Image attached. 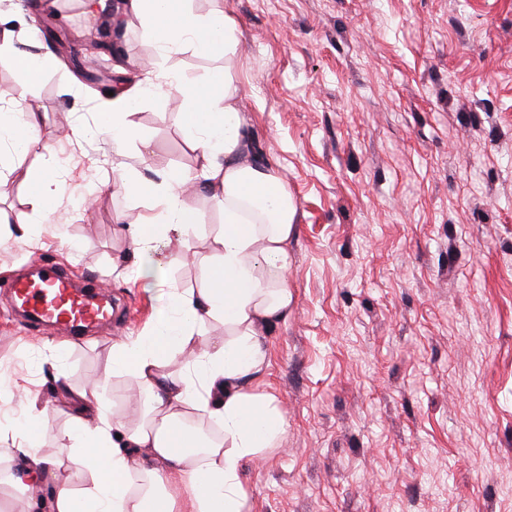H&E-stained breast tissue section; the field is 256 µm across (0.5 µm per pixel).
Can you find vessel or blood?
Masks as SVG:
<instances>
[{
  "mask_svg": "<svg viewBox=\"0 0 512 512\" xmlns=\"http://www.w3.org/2000/svg\"><path fill=\"white\" fill-rule=\"evenodd\" d=\"M35 274V279H17L12 283L16 306L32 320L54 322L69 329L76 325L88 328L111 320L107 302L89 298L55 265L36 263Z\"/></svg>",
  "mask_w": 512,
  "mask_h": 512,
  "instance_id": "1",
  "label": "vessel or blood"
}]
</instances>
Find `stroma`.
<instances>
[{
    "mask_svg": "<svg viewBox=\"0 0 512 512\" xmlns=\"http://www.w3.org/2000/svg\"><path fill=\"white\" fill-rule=\"evenodd\" d=\"M72 38L35 94L46 107L39 155L0 144V430L41 410L45 454L66 456L57 388L109 383L96 400L130 413L137 391L112 371V348L159 321L169 286L195 287L224 221L207 198L187 259L134 277L120 222L148 215L112 189L102 110L84 73L133 83L144 64L186 82L222 53L159 58L139 21L110 28L115 63L90 50L98 25L80 0H24ZM237 22L238 107L254 147L297 205L292 309L262 338L255 393L287 423L248 460L247 512H512V0H223ZM155 178L199 154L181 103L156 90L139 104ZM84 128L66 139V126ZM54 173V209L33 218L29 180ZM27 223L28 236L15 229ZM43 259L107 288L127 319L61 344L15 313L9 284Z\"/></svg>",
    "mask_w": 512,
    "mask_h": 512,
    "instance_id": "1",
    "label": "stroma"
}]
</instances>
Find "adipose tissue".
<instances>
[{
  "label": "adipose tissue",
  "instance_id": "obj_1",
  "mask_svg": "<svg viewBox=\"0 0 512 512\" xmlns=\"http://www.w3.org/2000/svg\"><path fill=\"white\" fill-rule=\"evenodd\" d=\"M0 18V56H12L25 81L0 113V140L15 153H40L35 132L45 107L31 89L54 69L50 54L18 51L36 41L22 21ZM140 19L160 55L223 51V68L201 83H186L151 67L137 84L100 113L98 130L118 156L115 190L150 201L152 215L126 225L138 258V277L159 265H176L180 252L157 258L158 240L183 241L204 223L196 203L204 194L220 204L224 223L211 239L212 256L194 288H171L168 312L147 332L113 346L112 370L140 390L135 423L97 408L77 413L65 437L66 458L40 451L39 415H29L0 448V492L39 489L47 512H175L176 499L162 474L178 473L188 490L189 512H243L241 472L246 460L285 431L275 406L250 388L264 364L263 328L287 319L293 300L290 243L296 205L287 185L255 155L249 124L237 107L227 70L236 64L237 24L223 10L199 13L188 0H122L115 25ZM181 101L185 138L199 152L196 170L154 179L123 163L140 128L136 102L159 85ZM224 326L221 342H209L206 325ZM207 418L208 427L198 426Z\"/></svg>",
  "mask_w": 512,
  "mask_h": 512
}]
</instances>
